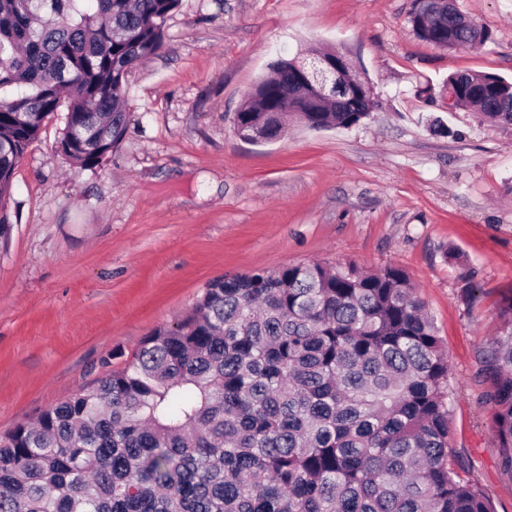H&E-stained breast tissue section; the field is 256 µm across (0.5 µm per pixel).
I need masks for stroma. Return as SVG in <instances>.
Returning <instances> with one entry per match:
<instances>
[{
	"mask_svg": "<svg viewBox=\"0 0 512 512\" xmlns=\"http://www.w3.org/2000/svg\"><path fill=\"white\" fill-rule=\"evenodd\" d=\"M457 3L489 42L419 39L412 0H181L161 53L127 78L131 121L105 161L70 165L50 122L16 169L0 242V432L125 366L215 279L392 266L448 353L452 446L512 512L479 375L512 294V126L449 112L445 91L456 72L512 76V0ZM315 47L362 70L370 116L240 139L234 116L271 64Z\"/></svg>",
	"mask_w": 512,
	"mask_h": 512,
	"instance_id": "stroma-1",
	"label": "stroma"
}]
</instances>
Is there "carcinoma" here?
<instances>
[{
	"label": "carcinoma",
	"mask_w": 512,
	"mask_h": 512,
	"mask_svg": "<svg viewBox=\"0 0 512 512\" xmlns=\"http://www.w3.org/2000/svg\"><path fill=\"white\" fill-rule=\"evenodd\" d=\"M179 3L0 0V240L18 164L50 120L63 124L57 153L83 169L122 142L126 78L163 49ZM409 22L440 48L490 39L455 0L435 12L413 0ZM297 65L270 66L237 129L276 140L288 114L311 129L370 116L360 72L338 92L290 94ZM446 86L448 111L512 125V79L458 72ZM500 320L480 359L512 475V295ZM449 373L399 268L309 262L217 279L130 363L0 434V512H494L450 443Z\"/></svg>",
	"instance_id": "obj_1"
}]
</instances>
